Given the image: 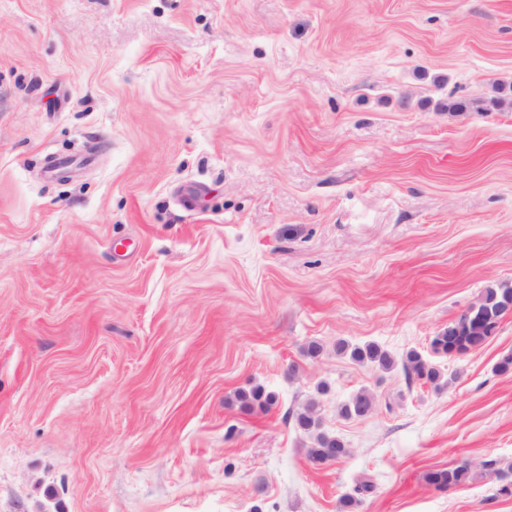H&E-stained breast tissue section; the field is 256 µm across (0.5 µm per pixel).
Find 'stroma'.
Here are the masks:
<instances>
[{
    "mask_svg": "<svg viewBox=\"0 0 512 512\" xmlns=\"http://www.w3.org/2000/svg\"><path fill=\"white\" fill-rule=\"evenodd\" d=\"M500 84L512 0H0V512H512L425 480L512 465V312L431 346L512 285ZM511 287L489 286L484 289V305L471 314L462 313L450 323V330L438 333L431 345L436 352L458 358L486 344L509 312ZM351 356L358 362L375 366L380 370H390L395 365V360L390 354L375 343L355 347L351 351ZM402 367L409 381L417 380L423 384L433 385L436 389H441L446 384L444 374L418 352H408L402 362ZM295 423L300 430L315 433V443L308 449V459L314 465L333 463L349 454L347 445L337 436L319 431V414L317 403L311 401L303 411L295 415ZM336 450V460L330 459V453ZM477 474L495 475L502 485L512 486V480H509V475L498 468L497 462L493 459L483 461L480 465V472L471 463L461 462L455 466L448 467V469H437L429 472L426 480L430 485L438 489H447L460 486L472 480Z\"/></svg>",
    "mask_w": 512,
    "mask_h": 512,
    "instance_id": "stroma-1",
    "label": "stroma"
}]
</instances>
